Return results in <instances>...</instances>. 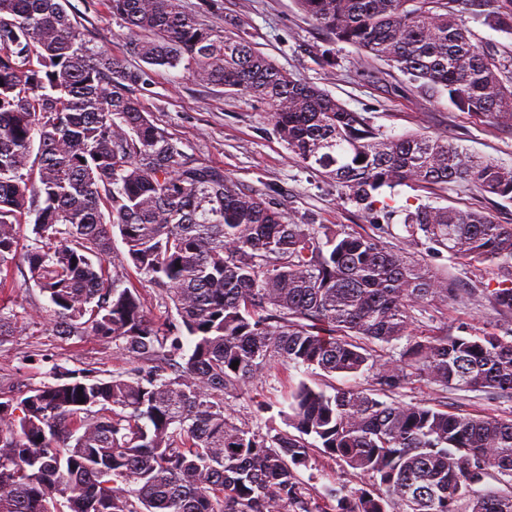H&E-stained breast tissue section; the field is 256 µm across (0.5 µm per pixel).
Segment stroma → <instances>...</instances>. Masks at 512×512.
Instances as JSON below:
<instances>
[{
    "mask_svg": "<svg viewBox=\"0 0 512 512\" xmlns=\"http://www.w3.org/2000/svg\"><path fill=\"white\" fill-rule=\"evenodd\" d=\"M201 0H183L204 24L248 41L280 69L294 78L327 91L348 109L362 113L383 134L397 137L423 132L448 138L473 158H488L512 168V125L478 118L459 111L447 93L410 82L408 76L354 46L334 42L300 8L297 0H223L218 13L201 11ZM484 0H468L465 23L481 51L496 57L512 55V35L487 25ZM68 12L96 50L125 56L130 38L127 26L112 18L106 0H68ZM333 64H326V57ZM136 96L155 123L167 130L195 161L224 170L242 192L257 194L278 204L294 224H334L351 234L369 235L384 245L408 251L429 270L455 279L460 290L449 301H425L412 308L408 331L413 336H458L512 328L507 318L481 292L500 282L503 268L492 264L464 267L447 252L431 253L426 247L408 246L401 217L376 223L355 204L340 198L335 183L306 167L274 131L273 118L263 102L248 94L196 81L190 70L159 68ZM478 209L497 223L512 224V205L480 193L467 183L425 189L396 187L395 208L418 204ZM52 305L37 286L27 263L12 265L0 289V312L8 329L0 336V399L20 400L34 386L53 380L56 368L86 372L107 379L124 371L127 358L117 344L89 336L83 339L57 335L51 323ZM333 393L337 388L376 389L375 375L366 371L354 377L329 376L305 367L274 366L263 377L226 395V407L236 422L266 433L277 407L299 382ZM395 401L420 403L471 415L508 417L512 397L479 391L445 388L423 379L394 393ZM302 485L317 498L322 512L331 502L323 497L333 484L361 487V475L313 450L308 467L298 471Z\"/></svg>",
    "mask_w": 512,
    "mask_h": 512,
    "instance_id": "35a3bbf8",
    "label": "stroma"
}]
</instances>
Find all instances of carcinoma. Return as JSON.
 <instances>
[{
  "mask_svg": "<svg viewBox=\"0 0 512 512\" xmlns=\"http://www.w3.org/2000/svg\"><path fill=\"white\" fill-rule=\"evenodd\" d=\"M67 2L0 0V273L22 257L60 333L114 342L130 367L109 380L59 370L0 401V512H319L297 473L317 444L369 479L326 488L336 512H512L511 418L301 382L279 411L296 433L231 421L224 395L272 365L355 376L368 344L407 336L411 308L457 288L371 236L290 223L186 155L134 88L182 65L252 95L288 149L375 220L396 213L385 191L407 184L466 182L512 204V169L443 137L385 136L182 0H108L130 30L133 68L90 47ZM298 2L334 40L442 88L461 112L512 125V58L472 43L462 0ZM487 6V24L512 34V3ZM28 216L37 244L20 255L15 225ZM403 224L459 265L512 269V224L483 212L420 204ZM115 230L126 254L112 263ZM130 264L178 325L148 319L124 286ZM484 296L512 314V277ZM414 375L512 394V328L416 336L378 364V392Z\"/></svg>",
  "mask_w": 512,
  "mask_h": 512,
  "instance_id": "cac0c4a2",
  "label": "carcinoma"
}]
</instances>
